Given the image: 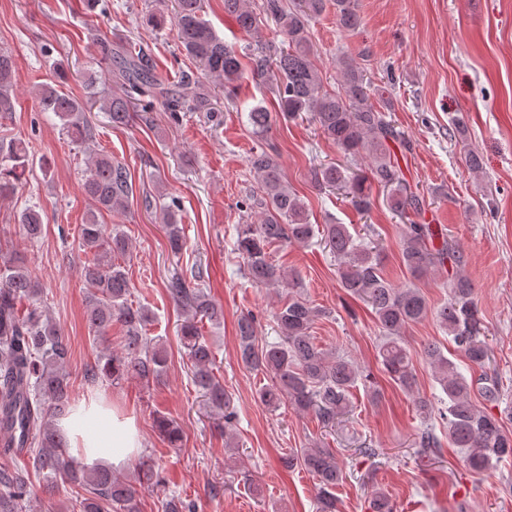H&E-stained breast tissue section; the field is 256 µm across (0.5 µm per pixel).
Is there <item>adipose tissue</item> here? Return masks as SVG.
Masks as SVG:
<instances>
[{
  "label": "adipose tissue",
  "instance_id": "obj_1",
  "mask_svg": "<svg viewBox=\"0 0 512 512\" xmlns=\"http://www.w3.org/2000/svg\"><path fill=\"white\" fill-rule=\"evenodd\" d=\"M57 427L69 452L89 467L125 469L143 448L135 415L101 395L77 401Z\"/></svg>",
  "mask_w": 512,
  "mask_h": 512
}]
</instances>
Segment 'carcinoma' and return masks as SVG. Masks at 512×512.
I'll list each match as a JSON object with an SVG mask.
<instances>
[{
    "label": "carcinoma",
    "mask_w": 512,
    "mask_h": 512,
    "mask_svg": "<svg viewBox=\"0 0 512 512\" xmlns=\"http://www.w3.org/2000/svg\"><path fill=\"white\" fill-rule=\"evenodd\" d=\"M173 11L159 3L146 17L148 25L164 28L173 22L185 54L197 69L224 87V97L235 94L244 74L242 54L224 43L203 18V0H172ZM333 6L339 29L350 32L360 25L351 0H295L286 7L284 0H262L254 9L249 0H224V14L238 29L259 34L267 19L274 20L287 39L282 48L263 47L253 53L254 74L275 85L279 114L288 120L308 115L321 133L343 153L346 160H367L363 174L335 162L312 170V180L320 187L345 194L350 204L366 213L371 207V189L376 185L386 192L389 209L401 217L419 214L424 198L410 183L398 155L412 151V144L397 129L386 108L371 99V85L364 70L351 58L339 62L340 85L336 92L324 90L315 67L310 38V22ZM112 76L120 92L100 91L93 101L109 113L112 124L126 125L135 110L151 112L161 104L177 120L184 110L209 112L212 100L198 89V80L185 77L173 88L155 74L154 62L144 50L116 53ZM14 62L0 52V114L15 111ZM40 111L52 112L75 142L86 144L92 128L84 115L85 107L60 86L42 83L34 91ZM253 134L264 137L272 128L274 116L260 104L247 115ZM34 165L28 144L17 138L0 139V198L8 196L14 181ZM250 171L258 185V194L250 197V208L259 209L254 224H239L234 251L242 260V275L259 286L287 283L289 275L272 260L269 248L277 242L308 244L316 237L338 261L340 286L347 294L371 306L381 336L378 362L400 388L413 391V364L403 339L404 329L431 316L448 333L450 342L469 363L482 373L467 377L458 364L434 343L427 344L423 356L431 366L440 394L433 399L415 400L422 417L414 445L421 457H432L441 448L436 424L448 428V443L461 451L470 472L482 475L507 459L512 460V433L505 430L503 418L479 407L471 393L498 403L503 385L495 374L485 372L491 361V349L475 294L465 271L462 251L452 247L435 224L412 222L405 225L401 240V262L407 272L420 280L437 277L448 287V300L437 307L427 302L415 285L397 287L383 274L378 243L371 226L361 236L346 224H310L307 209L299 195L288 185L274 156L261 148L249 159ZM82 188L90 203L84 224L79 228L80 246L92 255L81 269L90 288L86 318L96 336H106L116 320L125 329L124 343L118 354L104 352L86 373L90 381L100 378L113 383L128 377L144 381L157 378L167 363L165 348L143 336L152 318L149 308L129 303L130 281L125 268L115 257L127 254L128 238L119 229L106 232L98 221L103 210L121 213L133 186L125 165L107 153L89 152ZM170 249L177 254L184 247L182 213L175 204L160 209ZM25 234H41L40 212L30 206L18 214ZM208 271L202 264L174 274L168 293L185 312L180 329L181 344L191 364V382L212 407L224 411L225 445L234 439L233 422L237 413L224 384L213 371L211 345L202 336L198 321L218 317V310L204 292ZM41 293L24 258L0 260V430L11 433L0 442V512H25L33 486L28 472L7 464V460L28 456L35 473L52 484L65 478L81 489L72 512H139L136 486L153 487L162 482L150 461L137 465L134 480L117 475L106 467L87 468L66 453L65 441L55 420L69 409L70 383L66 371L68 344L60 328L36 306L20 318L15 305L21 298L34 299ZM320 314L301 296H290L272 315L280 341L260 343L254 316L238 322L239 354L242 363L253 371L270 376L259 392L260 401L277 409L289 403L301 411H311L325 427L333 428L352 412V389L372 383V374L351 358L325 351L310 334ZM158 433L170 444L182 438L180 427L171 419L155 420ZM283 465L301 467L316 480V512H337L336 486L344 478L336 454L329 448H302L282 456ZM163 512H196V504L173 497Z\"/></svg>",
    "instance_id": "cac0c4a2"
}]
</instances>
